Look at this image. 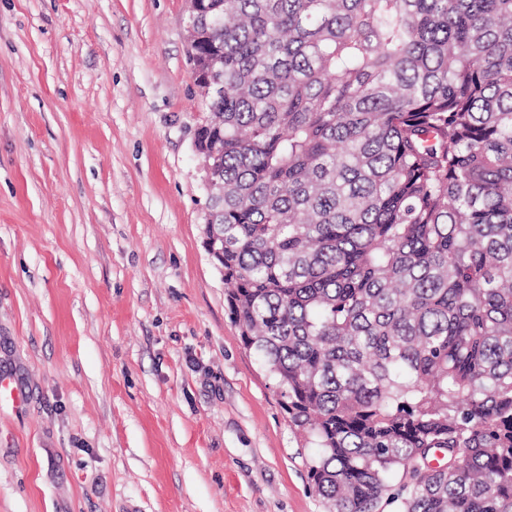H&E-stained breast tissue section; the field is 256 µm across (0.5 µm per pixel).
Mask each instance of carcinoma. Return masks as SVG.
Instances as JSON below:
<instances>
[{"instance_id": "cac0c4a2", "label": "carcinoma", "mask_w": 512, "mask_h": 512, "mask_svg": "<svg viewBox=\"0 0 512 512\" xmlns=\"http://www.w3.org/2000/svg\"><path fill=\"white\" fill-rule=\"evenodd\" d=\"M231 315L330 512H512V0H199Z\"/></svg>"}]
</instances>
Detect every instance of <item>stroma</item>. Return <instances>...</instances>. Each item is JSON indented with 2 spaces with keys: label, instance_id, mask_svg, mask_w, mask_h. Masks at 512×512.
I'll use <instances>...</instances> for the list:
<instances>
[{
  "label": "stroma",
  "instance_id": "35a3bbf8",
  "mask_svg": "<svg viewBox=\"0 0 512 512\" xmlns=\"http://www.w3.org/2000/svg\"><path fill=\"white\" fill-rule=\"evenodd\" d=\"M188 0H0V512H328L205 251Z\"/></svg>",
  "mask_w": 512,
  "mask_h": 512
}]
</instances>
